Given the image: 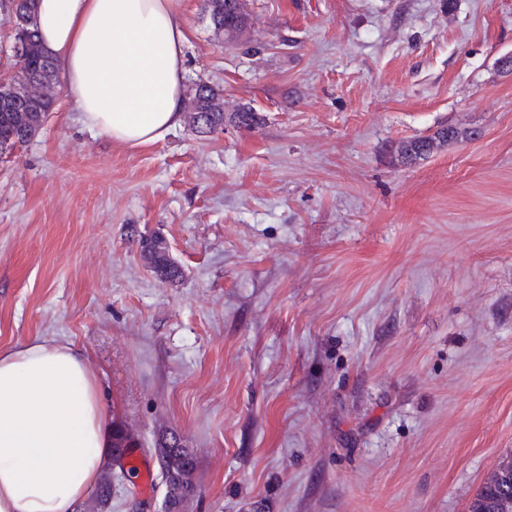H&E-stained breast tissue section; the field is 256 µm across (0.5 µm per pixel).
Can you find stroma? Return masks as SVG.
<instances>
[{
	"instance_id": "stroma-1",
	"label": "stroma",
	"mask_w": 512,
	"mask_h": 512,
	"mask_svg": "<svg viewBox=\"0 0 512 512\" xmlns=\"http://www.w3.org/2000/svg\"><path fill=\"white\" fill-rule=\"evenodd\" d=\"M185 4L188 84L259 125L129 148L59 89L0 159V349H84L194 457L181 512H467L512 454V0H247L255 55ZM136 482L108 512H162ZM460 138H463L462 132L455 127L444 126L432 136L405 141L399 144L396 150L399 157L406 163H415L417 160L425 159L439 147L451 144ZM140 246L153 272L167 281H176L182 276L180 267L169 257L168 247L160 237L142 239Z\"/></svg>"
}]
</instances>
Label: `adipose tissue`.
I'll return each instance as SVG.
<instances>
[{"label": "adipose tissue", "mask_w": 512, "mask_h": 512, "mask_svg": "<svg viewBox=\"0 0 512 512\" xmlns=\"http://www.w3.org/2000/svg\"><path fill=\"white\" fill-rule=\"evenodd\" d=\"M183 14L184 0H37V35L83 122L136 147L182 120ZM111 452L81 349L35 339L0 350V512H74Z\"/></svg>", "instance_id": "ef3b65f1"}]
</instances>
